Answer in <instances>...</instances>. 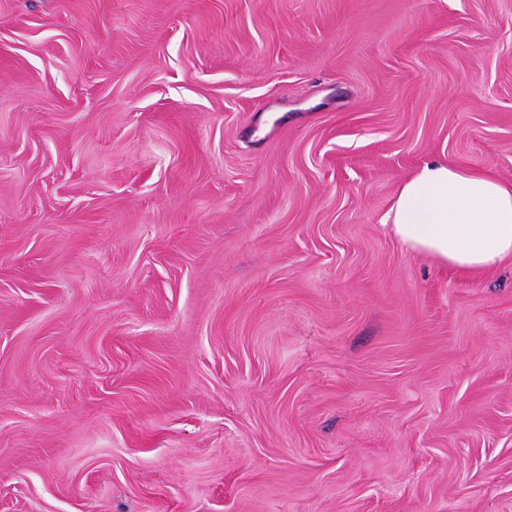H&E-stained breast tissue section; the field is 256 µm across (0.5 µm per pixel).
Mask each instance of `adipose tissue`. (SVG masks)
Instances as JSON below:
<instances>
[{"mask_svg":"<svg viewBox=\"0 0 512 512\" xmlns=\"http://www.w3.org/2000/svg\"><path fill=\"white\" fill-rule=\"evenodd\" d=\"M407 250L464 273L512 257V189L445 160L404 179L386 215Z\"/></svg>","mask_w":512,"mask_h":512,"instance_id":"1","label":"adipose tissue"}]
</instances>
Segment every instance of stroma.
I'll list each match as a JSON object with an SVG mask.
<instances>
[{"mask_svg": "<svg viewBox=\"0 0 512 512\" xmlns=\"http://www.w3.org/2000/svg\"><path fill=\"white\" fill-rule=\"evenodd\" d=\"M512 0H0V512H512ZM407 250L464 273L512 257V189L448 160L422 164L399 185L386 215Z\"/></svg>", "mask_w": 512, "mask_h": 512, "instance_id": "stroma-1", "label": "stroma"}]
</instances>
